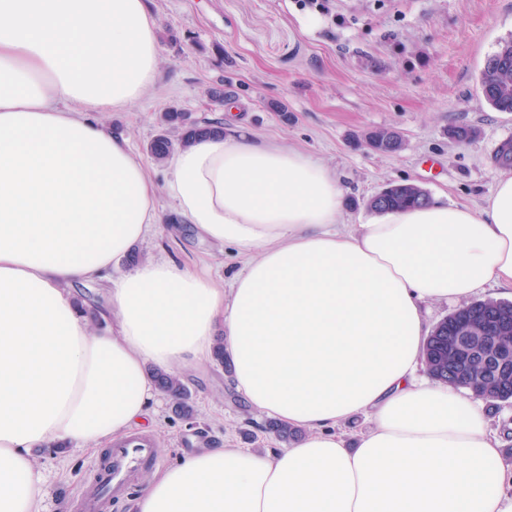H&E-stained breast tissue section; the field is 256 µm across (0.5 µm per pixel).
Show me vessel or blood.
I'll return each mask as SVG.
<instances>
[{
	"mask_svg": "<svg viewBox=\"0 0 512 512\" xmlns=\"http://www.w3.org/2000/svg\"><path fill=\"white\" fill-rule=\"evenodd\" d=\"M154 459L155 450L148 436L135 435L113 445L106 462L91 469L84 490L70 506L71 512H110L113 500L130 489L136 471Z\"/></svg>",
	"mask_w": 512,
	"mask_h": 512,
	"instance_id": "vessel-or-blood-1",
	"label": "vessel or blood"
}]
</instances>
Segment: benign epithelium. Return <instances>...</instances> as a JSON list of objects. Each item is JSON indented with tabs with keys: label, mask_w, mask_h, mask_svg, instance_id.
Instances as JSON below:
<instances>
[{
	"label": "benign epithelium",
	"mask_w": 512,
	"mask_h": 512,
	"mask_svg": "<svg viewBox=\"0 0 512 512\" xmlns=\"http://www.w3.org/2000/svg\"><path fill=\"white\" fill-rule=\"evenodd\" d=\"M507 324V319L495 313L484 318L477 336H458L451 343L450 356L458 368L457 376L465 375L466 365L474 358L481 357L492 366L494 382L484 387L478 385L471 391L480 395L488 390L506 388L512 381V349H505L497 333Z\"/></svg>",
	"instance_id": "7a95c632"
}]
</instances>
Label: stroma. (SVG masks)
<instances>
[{"mask_svg": "<svg viewBox=\"0 0 512 512\" xmlns=\"http://www.w3.org/2000/svg\"><path fill=\"white\" fill-rule=\"evenodd\" d=\"M162 46L156 85L107 122L146 154L159 117L172 105L192 118H243L261 140L299 147L325 163L344 191L342 221L363 224L365 202L388 183H414L429 197L478 207L503 175L490 158L512 137V113L493 110L479 92L486 60L512 40V0H333L330 12L301 0H149ZM224 84L238 114L207 95ZM286 105L287 115L273 110ZM475 130L458 143L450 128ZM399 133L398 153L367 148L369 132ZM165 254L205 262L215 279L236 270L232 248L218 249L183 225ZM196 414L173 418L167 398L152 405L154 463L140 469L112 512H131L156 470L204 446L232 444L257 453L285 449L265 433L266 417L236 392L229 367L209 361L181 373ZM103 454L38 455L45 512H70L92 464Z\"/></svg>", "mask_w": 512, "mask_h": 512, "instance_id": "stroma-1", "label": "stroma"}]
</instances>
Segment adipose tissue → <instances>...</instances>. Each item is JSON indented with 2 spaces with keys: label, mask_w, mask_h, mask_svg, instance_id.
Listing matches in <instances>:
<instances>
[{
  "label": "adipose tissue",
  "mask_w": 512,
  "mask_h": 512,
  "mask_svg": "<svg viewBox=\"0 0 512 512\" xmlns=\"http://www.w3.org/2000/svg\"><path fill=\"white\" fill-rule=\"evenodd\" d=\"M161 55L148 0H0V512H44L36 452L129 437L158 393L148 367L219 345L246 403L298 438L199 449L132 512H512L482 407L415 382L427 305L512 288V175L477 209L434 199L349 228L324 163L239 124L157 182L104 116L156 84ZM164 197L234 247L229 283L164 258L119 271Z\"/></svg>",
  "instance_id": "obj_1"
}]
</instances>
